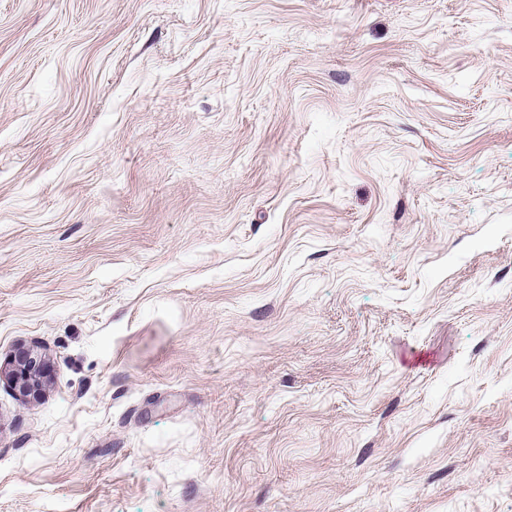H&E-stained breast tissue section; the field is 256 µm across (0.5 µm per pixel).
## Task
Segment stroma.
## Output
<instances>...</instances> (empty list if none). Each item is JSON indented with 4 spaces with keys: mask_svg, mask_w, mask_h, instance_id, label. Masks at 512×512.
Returning a JSON list of instances; mask_svg holds the SVG:
<instances>
[{
    "mask_svg": "<svg viewBox=\"0 0 512 512\" xmlns=\"http://www.w3.org/2000/svg\"><path fill=\"white\" fill-rule=\"evenodd\" d=\"M0 512H512V0H0ZM11 365L7 378L19 381L24 392H35L41 386L44 374L41 358L29 351H19Z\"/></svg>",
    "mask_w": 512,
    "mask_h": 512,
    "instance_id": "35a3bbf8",
    "label": "stroma"
}]
</instances>
